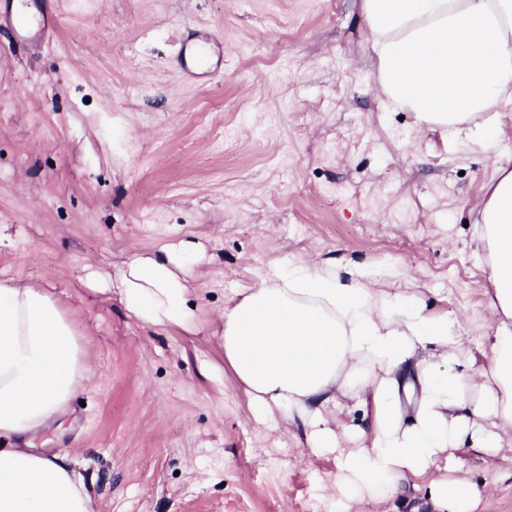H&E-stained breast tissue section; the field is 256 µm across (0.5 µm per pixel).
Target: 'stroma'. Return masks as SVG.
Instances as JSON below:
<instances>
[{
  "mask_svg": "<svg viewBox=\"0 0 512 512\" xmlns=\"http://www.w3.org/2000/svg\"><path fill=\"white\" fill-rule=\"evenodd\" d=\"M38 46L0 20V282L41 286L88 356L33 441L84 476L96 512H328L334 456L256 425L220 315L270 263L332 259L410 282L481 357L495 323L472 207L512 160L418 130L373 80L359 0H39ZM219 40L208 81L181 44ZM203 245L195 328L119 301L133 255Z\"/></svg>",
  "mask_w": 512,
  "mask_h": 512,
  "instance_id": "stroma-1",
  "label": "stroma"
}]
</instances>
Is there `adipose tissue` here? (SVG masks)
I'll return each instance as SVG.
<instances>
[{
	"instance_id": "adipose-tissue-1",
	"label": "adipose tissue",
	"mask_w": 512,
	"mask_h": 512,
	"mask_svg": "<svg viewBox=\"0 0 512 512\" xmlns=\"http://www.w3.org/2000/svg\"><path fill=\"white\" fill-rule=\"evenodd\" d=\"M374 79L385 105L420 128L479 133L493 146L500 102L512 100V0H360ZM477 262L497 315L482 363L457 318L361 266L270 265L220 316L224 361L253 419L336 458L329 512L364 500L411 501L430 512H478L512 453V164L475 204ZM198 248L138 254L117 274L127 313L152 327L190 328ZM87 358L53 296L0 283V436L34 438L63 414ZM485 457L476 480L461 455ZM446 478L420 488L435 467ZM0 512H94L69 460L0 448Z\"/></svg>"
}]
</instances>
